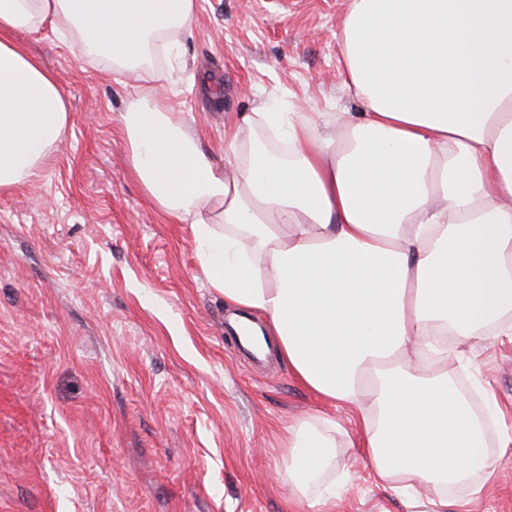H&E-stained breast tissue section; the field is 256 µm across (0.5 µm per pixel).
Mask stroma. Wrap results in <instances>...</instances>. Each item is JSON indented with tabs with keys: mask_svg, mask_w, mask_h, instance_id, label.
I'll use <instances>...</instances> for the list:
<instances>
[{
	"mask_svg": "<svg viewBox=\"0 0 512 512\" xmlns=\"http://www.w3.org/2000/svg\"><path fill=\"white\" fill-rule=\"evenodd\" d=\"M347 2L196 0L159 62L216 165L225 129L259 102L361 111L336 39ZM21 39L54 72L71 129L37 178L0 194V512H309L276 469L283 427L314 413L339 423L351 474L322 512H437L435 492L409 499L378 480L348 407L275 355L241 352L189 225L168 223L131 174L120 116L146 80L41 30ZM463 352L448 368L487 387L499 443L512 436V336ZM472 509L512 512V448Z\"/></svg>",
	"mask_w": 512,
	"mask_h": 512,
	"instance_id": "stroma-1",
	"label": "stroma"
}]
</instances>
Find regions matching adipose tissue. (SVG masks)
<instances>
[{"mask_svg": "<svg viewBox=\"0 0 512 512\" xmlns=\"http://www.w3.org/2000/svg\"><path fill=\"white\" fill-rule=\"evenodd\" d=\"M194 17L195 0H0V193L70 127L18 33L147 74L121 115L129 167L190 225L208 286L264 318L302 385L355 412L379 480L410 496L467 487L471 512L496 460L446 339L512 331V0H350L337 39L362 111L261 104L225 131L220 168L155 62ZM337 428L317 414L283 429L278 475L308 507L349 481Z\"/></svg>", "mask_w": 512, "mask_h": 512, "instance_id": "ef3b65f1", "label": "adipose tissue"}]
</instances>
